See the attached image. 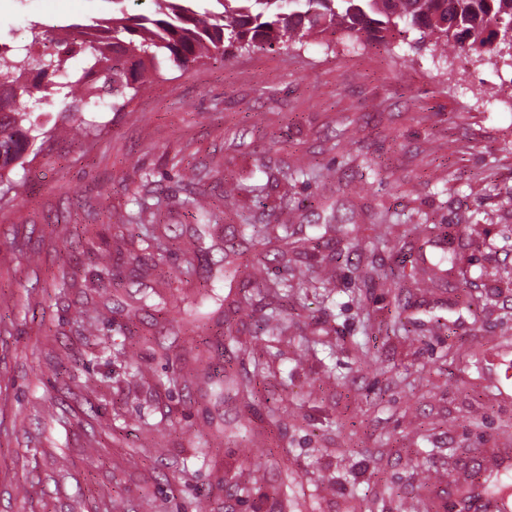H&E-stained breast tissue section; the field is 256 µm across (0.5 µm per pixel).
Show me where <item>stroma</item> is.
Here are the masks:
<instances>
[{
  "label": "stroma",
  "mask_w": 512,
  "mask_h": 512,
  "mask_svg": "<svg viewBox=\"0 0 512 512\" xmlns=\"http://www.w3.org/2000/svg\"><path fill=\"white\" fill-rule=\"evenodd\" d=\"M108 8L0 0V40L22 46L33 23ZM509 77L475 54L322 35L169 73L99 114L96 135H58L16 169L0 209V512H279L225 495L248 452L287 459L266 478L287 482L300 512H460L475 464L497 475L512 461V98L486 95ZM304 156L330 176L297 177ZM264 164L263 198L225 197V180L252 182ZM187 166L211 218L176 205ZM139 197L158 203L172 241L134 276L147 252L124 223ZM327 205L355 228L357 255L313 230ZM245 221L267 241L252 288L290 277L273 259L287 232L308 252L298 269L322 284L287 301L257 294L227 331L219 270L252 254ZM423 224L453 237L428 241ZM444 250L465 279L428 263ZM398 255L414 275L363 282ZM189 257L201 287L178 277ZM64 275L76 285L61 296ZM175 305L207 313L210 346L190 352ZM273 310L277 341L256 340ZM398 316L408 332L393 331ZM246 345L249 360L236 354ZM228 368L252 376L253 408L225 397ZM280 398L272 427L265 407ZM241 423L257 442L230 437Z\"/></svg>",
  "instance_id": "obj_1"
}]
</instances>
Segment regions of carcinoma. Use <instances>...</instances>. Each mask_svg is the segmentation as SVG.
<instances>
[{
	"label": "carcinoma",
	"instance_id": "1",
	"mask_svg": "<svg viewBox=\"0 0 512 512\" xmlns=\"http://www.w3.org/2000/svg\"><path fill=\"white\" fill-rule=\"evenodd\" d=\"M112 17L60 27L50 52L33 50L42 41L0 55V200L16 190L13 171L31 162L37 144L55 136L31 121L25 100L52 105L67 100L66 126L87 137L96 131L87 112H120L141 86L171 71L206 60H222L239 50L304 45L313 36L339 33L349 40L383 42L419 33L418 48L442 55L493 52V24L512 21V0H213L216 10H196L197 0H150L153 9L131 14L128 0H110ZM86 55L88 68L105 73L100 86L72 79L70 61ZM153 257L169 246L142 231ZM224 386L243 405L251 385L227 373Z\"/></svg>",
	"mask_w": 512,
	"mask_h": 512
}]
</instances>
